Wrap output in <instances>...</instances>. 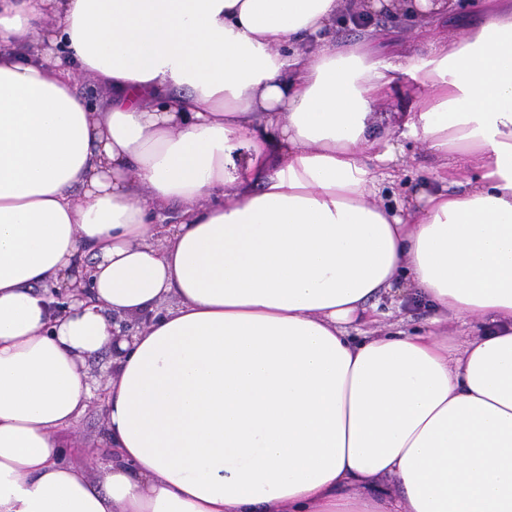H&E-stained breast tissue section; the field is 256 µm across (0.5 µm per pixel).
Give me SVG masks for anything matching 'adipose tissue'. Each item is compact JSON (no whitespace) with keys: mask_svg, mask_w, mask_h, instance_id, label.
Masks as SVG:
<instances>
[{"mask_svg":"<svg viewBox=\"0 0 512 512\" xmlns=\"http://www.w3.org/2000/svg\"><path fill=\"white\" fill-rule=\"evenodd\" d=\"M338 6L0 0V512H512V0L416 63L327 39ZM402 73L412 216L375 201ZM398 286L479 335H349ZM113 344L91 478L60 434ZM407 79H398V86L391 93L381 110L376 112H408L413 108L414 98L408 89Z\"/></svg>","mask_w":512,"mask_h":512,"instance_id":"ef3b65f1","label":"adipose tissue"}]
</instances>
